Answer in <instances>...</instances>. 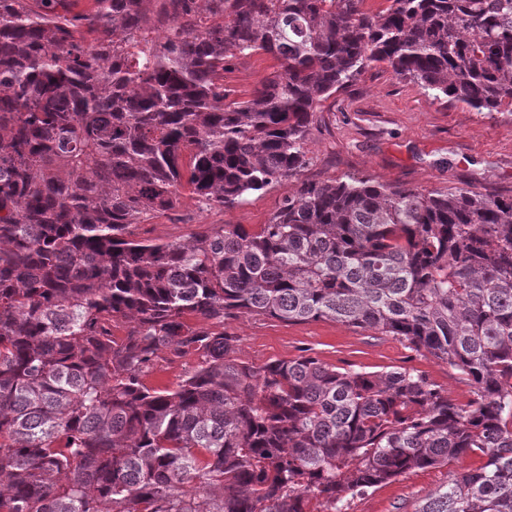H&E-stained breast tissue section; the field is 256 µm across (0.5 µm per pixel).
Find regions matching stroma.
Returning <instances> with one entry per match:
<instances>
[{
  "label": "stroma",
  "mask_w": 512,
  "mask_h": 512,
  "mask_svg": "<svg viewBox=\"0 0 512 512\" xmlns=\"http://www.w3.org/2000/svg\"><path fill=\"white\" fill-rule=\"evenodd\" d=\"M272 65L266 55L229 59L225 90L231 98L248 99ZM305 148L307 165L301 176L309 180L370 178L426 193L457 186L512 195V115L433 99L382 64L319 102ZM295 188V181L285 180L231 208L202 205L186 192L173 210L135 225L134 232L141 238L186 241L219 225L254 227L267 223L279 201ZM224 330L237 338L236 358L255 366L308 354L329 365L369 372L413 368L456 403L472 396L469 383L447 363L372 330L331 320L288 323L258 315L225 320ZM483 462L481 454L468 453L448 468L409 471L356 500L352 512H415L447 484L450 471L474 470Z\"/></svg>",
  "instance_id": "1"
}]
</instances>
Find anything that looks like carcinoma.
<instances>
[{"label": "carcinoma", "mask_w": 512, "mask_h": 512, "mask_svg": "<svg viewBox=\"0 0 512 512\" xmlns=\"http://www.w3.org/2000/svg\"><path fill=\"white\" fill-rule=\"evenodd\" d=\"M386 2L0 0V512H348L477 451L415 512H512L511 196L302 180L257 228L133 231L299 176L318 102L374 63L512 114V0ZM261 53L228 99L226 60ZM241 314L399 336L473 398L240 362ZM162 350L199 363L154 389ZM274 61L267 55L229 59L224 69V90L228 99L247 100L258 82L270 73Z\"/></svg>", "instance_id": "1"}]
</instances>
